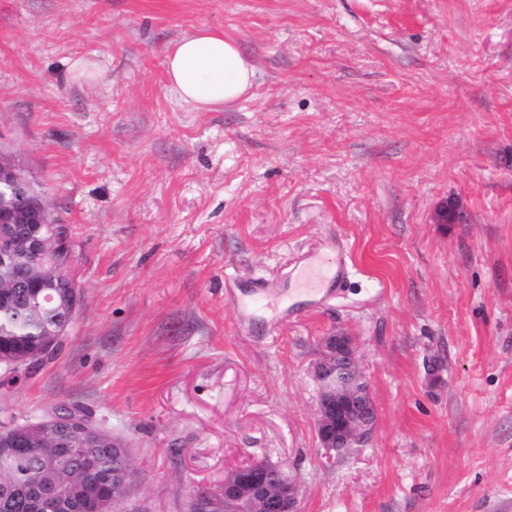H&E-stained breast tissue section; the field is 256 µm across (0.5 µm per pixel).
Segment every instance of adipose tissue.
Wrapping results in <instances>:
<instances>
[{
  "mask_svg": "<svg viewBox=\"0 0 512 512\" xmlns=\"http://www.w3.org/2000/svg\"><path fill=\"white\" fill-rule=\"evenodd\" d=\"M165 67L168 83L180 99L203 110L247 97L256 74L239 42L207 29L167 48Z\"/></svg>",
  "mask_w": 512,
  "mask_h": 512,
  "instance_id": "ef3b65f1",
  "label": "adipose tissue"
}]
</instances>
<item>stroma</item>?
I'll return each mask as SVG.
<instances>
[{"mask_svg": "<svg viewBox=\"0 0 512 512\" xmlns=\"http://www.w3.org/2000/svg\"><path fill=\"white\" fill-rule=\"evenodd\" d=\"M201 29L255 64L232 106L166 79ZM0 152L80 295L0 429L88 410L130 450L121 512H186L260 461L302 512H512V0H0ZM340 245L346 284L284 318L297 257ZM229 276L267 285L250 320ZM338 332L377 422L330 463L311 368Z\"/></svg>", "mask_w": 512, "mask_h": 512, "instance_id": "35a3bbf8", "label": "stroma"}]
</instances>
